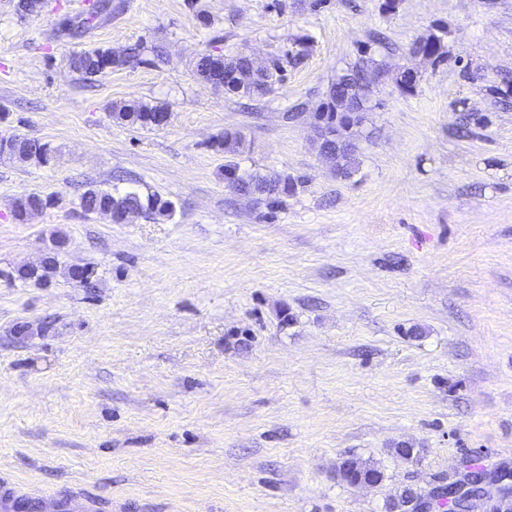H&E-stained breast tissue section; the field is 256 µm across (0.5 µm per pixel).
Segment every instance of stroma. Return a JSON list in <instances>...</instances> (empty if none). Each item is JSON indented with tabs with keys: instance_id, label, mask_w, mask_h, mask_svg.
<instances>
[{
	"instance_id": "obj_1",
	"label": "stroma",
	"mask_w": 512,
	"mask_h": 512,
	"mask_svg": "<svg viewBox=\"0 0 512 512\" xmlns=\"http://www.w3.org/2000/svg\"><path fill=\"white\" fill-rule=\"evenodd\" d=\"M89 2L23 17L0 0V135L56 152L0 156V479L112 512H388L407 487L440 512L462 460L480 455L493 483L512 471V0H120L59 37ZM432 34L441 59L409 55ZM138 44L140 64L91 81L68 63ZM367 48L385 77L340 179L309 117ZM200 52L286 63L243 98L196 77ZM129 100L166 106L168 126L113 121ZM228 127L247 140L241 171L301 178L281 209L226 188ZM93 185L160 194L176 218L83 213ZM30 193L56 202L22 224ZM57 235L55 276L15 278ZM348 454L383 481H340ZM7 154L23 162H35L46 166L54 158V148L50 142L17 135L0 136V154ZM106 508H112V503L80 491L59 494L55 501L56 512H103Z\"/></svg>"
}]
</instances>
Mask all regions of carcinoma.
Listing matches in <instances>:
<instances>
[{"instance_id": "1", "label": "carcinoma", "mask_w": 512, "mask_h": 512, "mask_svg": "<svg viewBox=\"0 0 512 512\" xmlns=\"http://www.w3.org/2000/svg\"><path fill=\"white\" fill-rule=\"evenodd\" d=\"M140 47H131L124 51L110 53L106 47H94L74 54L70 58L71 68L90 80L110 71L121 70L139 61ZM379 69V62L371 56L360 58L349 66L327 87L320 107L326 112L327 132L333 139L342 143L338 151H329L326 146L318 148L323 159L330 163L337 174L349 177L358 164L360 143L366 138L364 125L367 112L371 110L373 89L367 84L366 75ZM279 61L270 64L271 76L262 79L252 71L251 58L239 54L227 59L221 55L199 53L196 57L195 72L217 78L224 86V93L239 97H262L272 91V85L279 77ZM168 112L162 105L145 101H130L112 106L111 117L117 123L129 127L152 131L158 129L157 118ZM217 147L224 150L227 162L224 164V180L232 183V190L251 195L259 204L271 209L279 208L285 200L294 195L300 179L288 174L274 177L260 173L242 174L236 157L246 149L245 138L237 130H224V137L218 140ZM6 152L23 162H35L46 166L54 158V148L49 142L21 137L17 135L0 136V153ZM51 197L37 194L22 196L15 201L14 219L24 223L28 218L43 211L50 204ZM80 208L85 213H98L110 210L114 213L135 211L153 220H172L175 216L174 204L157 194L146 197L136 192L115 196L101 188H89L80 196ZM63 238L54 239L56 251L47 256L38 266L22 267L17 270L21 279L38 282L49 281L57 272V249L61 248ZM70 279L86 288L95 287L93 278L96 269L90 265H71L67 269ZM338 477L348 485L361 483L366 479L378 484L384 475L374 464L355 456L342 458L336 468Z\"/></svg>"}]
</instances>
